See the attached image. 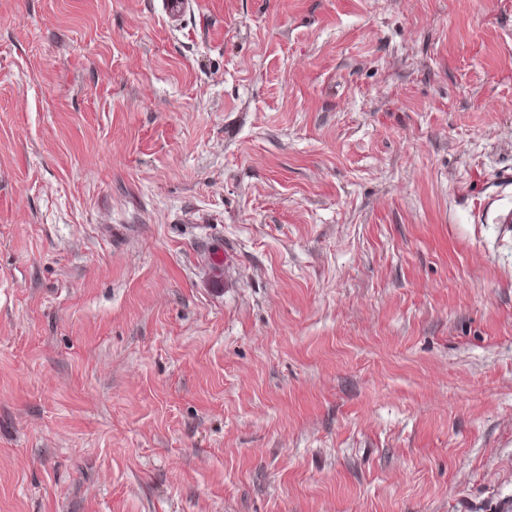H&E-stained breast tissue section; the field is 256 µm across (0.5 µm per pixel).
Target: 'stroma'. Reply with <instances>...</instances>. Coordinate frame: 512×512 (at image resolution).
I'll use <instances>...</instances> for the list:
<instances>
[{"mask_svg": "<svg viewBox=\"0 0 512 512\" xmlns=\"http://www.w3.org/2000/svg\"><path fill=\"white\" fill-rule=\"evenodd\" d=\"M0 512H512V0H0Z\"/></svg>", "mask_w": 512, "mask_h": 512, "instance_id": "35a3bbf8", "label": "stroma"}]
</instances>
